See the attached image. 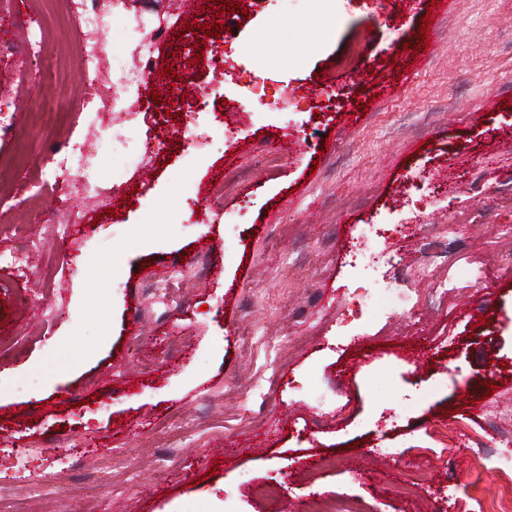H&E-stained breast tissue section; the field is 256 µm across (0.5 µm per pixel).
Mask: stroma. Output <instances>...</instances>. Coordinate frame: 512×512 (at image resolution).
I'll return each mask as SVG.
<instances>
[{"label": "stroma", "mask_w": 512, "mask_h": 512, "mask_svg": "<svg viewBox=\"0 0 512 512\" xmlns=\"http://www.w3.org/2000/svg\"><path fill=\"white\" fill-rule=\"evenodd\" d=\"M116 2L120 20L98 35L113 79L139 63L127 29L147 9L168 23L164 78L112 112L135 134L101 150L97 193L63 200L44 158L95 137L72 115L99 84L62 0H0L13 40L28 15L52 18L43 59L21 74L0 64V104L22 107L0 141V251L19 254L0 268V512H268L253 478L278 484L279 512L341 498L361 512H499L512 472L478 476L465 443L512 454V0H259L243 14ZM425 17L435 47L416 58ZM212 22L219 37L201 43L185 30ZM364 30L369 67L337 69ZM202 49L226 67L203 66ZM251 80L266 103L248 111ZM284 89L295 107L280 109ZM189 122L212 135L207 151L190 152ZM202 194L218 207L194 211ZM41 200L93 219L70 237L19 223ZM479 211L497 235L455 219ZM421 223L447 225L448 265H426ZM367 224L377 270L352 259ZM384 270L417 307L360 315L350 292ZM167 278L175 303H154L150 284ZM72 442L93 445L76 471ZM413 470L423 489L395 494ZM32 474L69 491L35 495Z\"/></svg>", "instance_id": "stroma-1"}]
</instances>
